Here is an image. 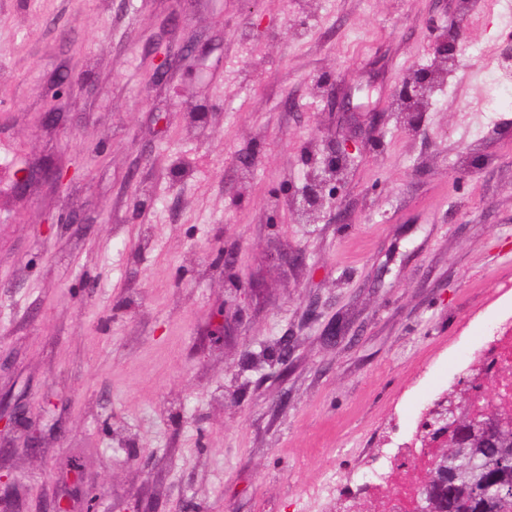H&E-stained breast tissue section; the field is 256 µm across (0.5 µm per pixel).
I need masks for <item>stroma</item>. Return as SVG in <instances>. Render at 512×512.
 Here are the masks:
<instances>
[{
    "mask_svg": "<svg viewBox=\"0 0 512 512\" xmlns=\"http://www.w3.org/2000/svg\"><path fill=\"white\" fill-rule=\"evenodd\" d=\"M157 39L196 46L161 81ZM511 51L500 0H0V394L41 430L36 451L6 436L21 512H46L71 459L98 512H334L305 489L357 470L512 314ZM62 68L63 130L42 122ZM422 68L412 131L395 88ZM373 112L321 217L290 221L324 134ZM27 163L79 174L14 195ZM434 54L441 60L454 59L460 51V39L455 24H448V29L440 33L432 44Z\"/></svg>",
    "mask_w": 512,
    "mask_h": 512,
    "instance_id": "obj_1",
    "label": "stroma"
}]
</instances>
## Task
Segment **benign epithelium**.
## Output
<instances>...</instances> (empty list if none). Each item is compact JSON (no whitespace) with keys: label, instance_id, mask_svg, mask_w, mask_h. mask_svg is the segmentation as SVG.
Instances as JSON below:
<instances>
[{"label":"benign epithelium","instance_id":"7a95c632","mask_svg":"<svg viewBox=\"0 0 512 512\" xmlns=\"http://www.w3.org/2000/svg\"><path fill=\"white\" fill-rule=\"evenodd\" d=\"M434 54L441 60L453 59L460 51L457 26L450 23L432 44ZM147 54L153 62L152 77L156 80L168 74L173 66L175 53L171 45L158 40L149 45ZM432 73L418 71L404 78L396 87L398 99L409 106L406 112L408 126L418 127L429 106L428 92ZM72 74L66 70L50 81L46 112L43 121L52 127H62L68 117L64 103L72 84ZM360 148L359 136L353 132L327 146L324 171H339L356 149ZM75 171L61 165L24 167L17 173L15 189L31 182L43 181L57 189L64 188L74 177ZM329 182L311 181L303 190L296 215L314 218L323 208ZM348 330L346 321L337 318L326 324L321 337L327 344H336ZM495 384L488 370L478 365L472 374L453 387L429 412L427 442L435 448L423 482L417 512H446L448 485L464 494L480 495L497 500L507 490L491 483L486 476L492 468H512V419L503 416L490 400ZM7 426L27 428L31 425L27 404L19 397L0 396V422ZM76 475L73 486L60 500L54 502L52 512L62 510L61 502L78 501L82 512H96L97 495L85 490L80 466L70 462Z\"/></svg>","mask_w":512,"mask_h":512}]
</instances>
